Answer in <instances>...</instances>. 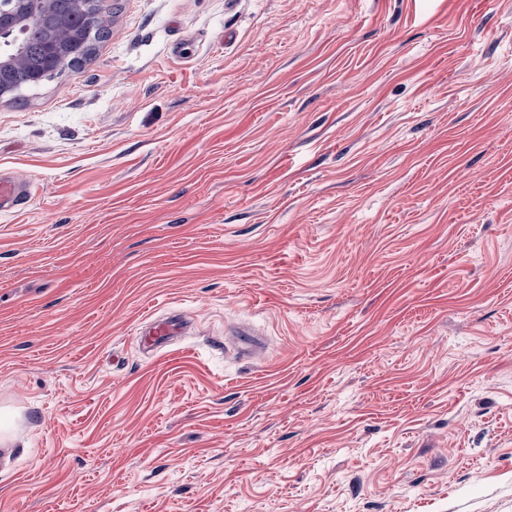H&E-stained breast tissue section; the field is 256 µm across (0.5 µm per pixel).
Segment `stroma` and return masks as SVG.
Returning a JSON list of instances; mask_svg holds the SVG:
<instances>
[{
    "instance_id": "obj_1",
    "label": "stroma",
    "mask_w": 512,
    "mask_h": 512,
    "mask_svg": "<svg viewBox=\"0 0 512 512\" xmlns=\"http://www.w3.org/2000/svg\"><path fill=\"white\" fill-rule=\"evenodd\" d=\"M104 2L0 104V512H512V0ZM56 8L70 15L72 27L79 33V40L72 44L70 51L74 59L73 66L83 63L91 56L96 42L109 33L112 12L102 4V0L89 6L75 9L72 0H55ZM23 183L12 176L0 178V207L3 209H15L22 206L26 196L21 194ZM190 327L182 312L176 311L163 318L152 319L138 333L139 342L148 351L164 348L170 340L183 335ZM228 336H235L236 350L243 353H249L259 358L264 357V345L259 336L260 333L253 331L247 327H237L233 332L228 333Z\"/></svg>"
}]
</instances>
